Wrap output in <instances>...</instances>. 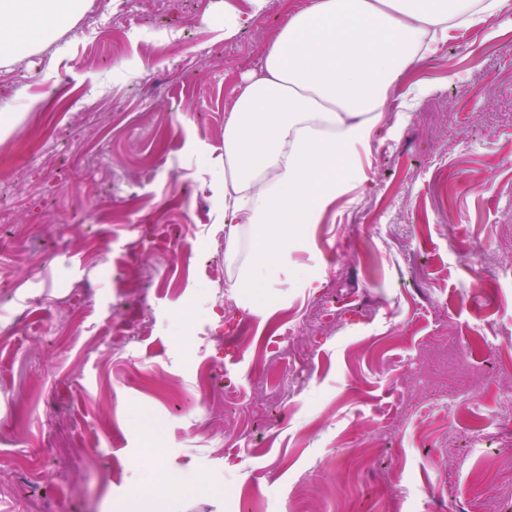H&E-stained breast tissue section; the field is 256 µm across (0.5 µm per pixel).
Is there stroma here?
Masks as SVG:
<instances>
[{
  "label": "stroma",
  "mask_w": 512,
  "mask_h": 512,
  "mask_svg": "<svg viewBox=\"0 0 512 512\" xmlns=\"http://www.w3.org/2000/svg\"><path fill=\"white\" fill-rule=\"evenodd\" d=\"M300 2L84 0L0 67V512H512V5L408 69L246 298L225 110ZM160 472L196 487L137 502Z\"/></svg>",
  "instance_id": "35a3bbf8"
}]
</instances>
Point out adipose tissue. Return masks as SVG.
Wrapping results in <instances>:
<instances>
[{
  "instance_id": "ef3b65f1",
  "label": "adipose tissue",
  "mask_w": 512,
  "mask_h": 512,
  "mask_svg": "<svg viewBox=\"0 0 512 512\" xmlns=\"http://www.w3.org/2000/svg\"><path fill=\"white\" fill-rule=\"evenodd\" d=\"M74 2L0 0V65L19 48L39 50L73 18ZM506 4L305 0L288 13L224 122L225 255L238 266L235 294L258 288L267 269L293 279L301 225L317 223L335 200L406 68L448 30L499 17Z\"/></svg>"
}]
</instances>
